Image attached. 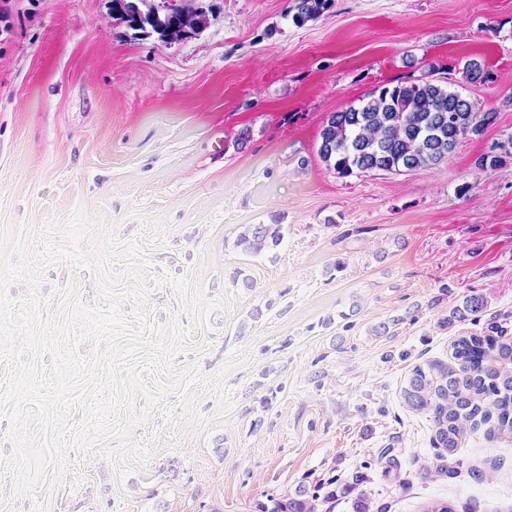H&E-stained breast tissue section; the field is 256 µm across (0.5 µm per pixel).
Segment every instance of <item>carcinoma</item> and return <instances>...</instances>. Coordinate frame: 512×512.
<instances>
[{
	"instance_id": "1",
	"label": "carcinoma",
	"mask_w": 512,
	"mask_h": 512,
	"mask_svg": "<svg viewBox=\"0 0 512 512\" xmlns=\"http://www.w3.org/2000/svg\"><path fill=\"white\" fill-rule=\"evenodd\" d=\"M328 0H290L293 21L303 24L319 17ZM132 0H112L114 14L128 26L146 24L159 38L172 43L193 29L194 11L186 9L175 19L161 16L152 7L129 14ZM493 113L478 118L474 102L448 88V81L434 74L417 83L378 86L365 93L359 104L333 113L321 133L319 156L339 176L382 170L410 171L432 167L448 159L459 141L478 135L491 122ZM281 225L255 224L240 234L236 246L249 255L278 246ZM486 307L480 296L466 298L443 321L451 326ZM454 362H427L413 369L403 389L405 402L417 411H427L436 427L433 447L435 472L459 476L462 462L451 456L467 429L489 425L488 438L512 433V342L491 335L460 336L452 343ZM373 461H365L350 475L334 477L312 487H300L295 495L270 496L262 512H332L338 493H357L355 512H372V501L360 487L371 482Z\"/></svg>"
}]
</instances>
